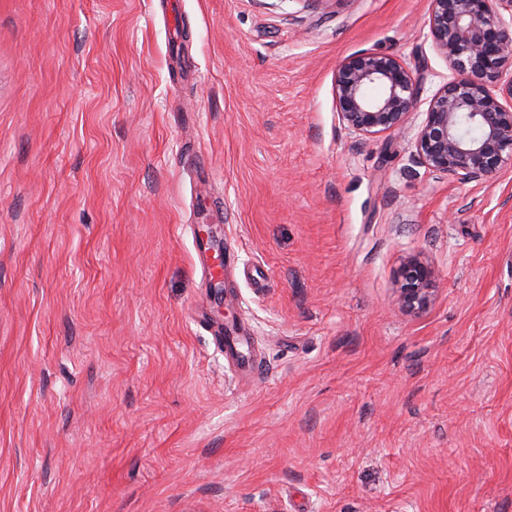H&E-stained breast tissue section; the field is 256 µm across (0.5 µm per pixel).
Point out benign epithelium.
<instances>
[{
    "mask_svg": "<svg viewBox=\"0 0 512 512\" xmlns=\"http://www.w3.org/2000/svg\"><path fill=\"white\" fill-rule=\"evenodd\" d=\"M504 11L512 13V0H430L429 35L451 70L412 138L413 157L432 172L482 182L512 167V34ZM424 80L423 70L414 72L395 56L359 52L337 68L336 112L365 139L400 134ZM370 87L377 96L367 94ZM438 278L431 263L407 257L394 294L399 311H427Z\"/></svg>",
    "mask_w": 512,
    "mask_h": 512,
    "instance_id": "7a95c632",
    "label": "benign epithelium"
}]
</instances>
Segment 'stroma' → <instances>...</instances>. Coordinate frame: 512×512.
<instances>
[{"instance_id":"35a3bbf8","label":"stroma","mask_w":512,"mask_h":512,"mask_svg":"<svg viewBox=\"0 0 512 512\" xmlns=\"http://www.w3.org/2000/svg\"><path fill=\"white\" fill-rule=\"evenodd\" d=\"M165 3L0 0V512H512V168L412 157L429 0ZM370 50L405 136L337 116ZM423 69L412 71L397 57L362 51L344 59L335 77L336 112L351 132L365 138L400 134L420 101ZM369 87L379 93L367 94ZM439 278L435 267L412 255L406 258L399 272V288L395 289L394 302L405 315H419L427 311L434 301Z\"/></svg>"}]
</instances>
